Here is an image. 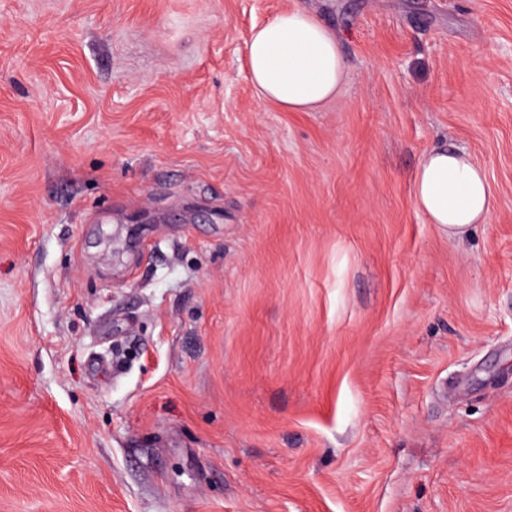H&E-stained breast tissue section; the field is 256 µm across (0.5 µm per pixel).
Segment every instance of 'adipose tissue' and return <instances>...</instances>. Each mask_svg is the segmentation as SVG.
I'll list each match as a JSON object with an SVG mask.
<instances>
[{"instance_id":"1","label":"adipose tissue","mask_w":512,"mask_h":512,"mask_svg":"<svg viewBox=\"0 0 512 512\" xmlns=\"http://www.w3.org/2000/svg\"><path fill=\"white\" fill-rule=\"evenodd\" d=\"M247 68L258 96L290 112L312 110L337 96L346 73L335 33L302 8L253 29ZM412 188L427 221L460 239L472 225L486 223L496 203L484 169L460 148L441 145L427 152Z\"/></svg>"}]
</instances>
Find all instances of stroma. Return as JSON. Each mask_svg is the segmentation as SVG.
I'll list each match as a JSON object with an SVG mask.
<instances>
[{
  "label": "stroma",
  "instance_id": "35a3bbf8",
  "mask_svg": "<svg viewBox=\"0 0 512 512\" xmlns=\"http://www.w3.org/2000/svg\"><path fill=\"white\" fill-rule=\"evenodd\" d=\"M294 7L310 112L246 64ZM0 512H512V0H0ZM247 68L258 96L288 112L309 111L337 96L346 73L336 34L302 8L253 29ZM417 209L431 224L459 239L473 224H485L496 196L486 172L465 149L438 146L421 160L412 178Z\"/></svg>",
  "mask_w": 512,
  "mask_h": 512
}]
</instances>
